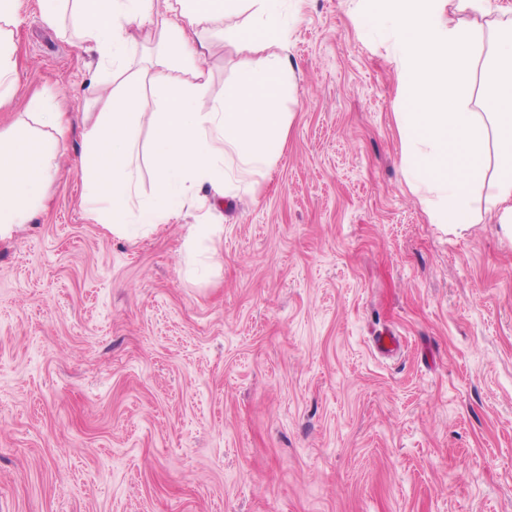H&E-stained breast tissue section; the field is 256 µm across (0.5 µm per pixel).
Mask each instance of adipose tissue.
I'll list each match as a JSON object with an SVG mask.
<instances>
[{"label": "adipose tissue", "instance_id": "obj_1", "mask_svg": "<svg viewBox=\"0 0 512 512\" xmlns=\"http://www.w3.org/2000/svg\"><path fill=\"white\" fill-rule=\"evenodd\" d=\"M24 0H0V103L19 86L13 32ZM238 0H73L86 42L118 81L82 119L86 212L113 236L150 233L192 209L196 241L220 235L225 197L255 192L281 154L291 123L283 0H251L260 26L228 34L250 59L235 88L207 101L202 33L224 31ZM397 33L404 106L395 121L405 182L431 223L460 236L491 220L512 239V11L491 0H362ZM498 32L485 54L486 32ZM154 47L152 83L166 109L154 123L155 190L138 191L141 101L122 77L140 45ZM55 142L24 127L0 132V239L29 223L54 176Z\"/></svg>", "mask_w": 512, "mask_h": 512}]
</instances>
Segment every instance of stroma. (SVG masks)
<instances>
[{
    "mask_svg": "<svg viewBox=\"0 0 512 512\" xmlns=\"http://www.w3.org/2000/svg\"><path fill=\"white\" fill-rule=\"evenodd\" d=\"M71 0H27L0 129L92 111ZM281 156L228 197L123 239L81 205L80 129L46 209L0 241V512H512V242L430 223L401 171L392 34L359 0H284ZM209 98L245 56L205 35ZM138 78L150 146L159 90ZM405 339L380 357L384 328ZM27 114L43 127H50L58 136H63L70 122L64 112H46L44 100L38 96L29 99Z\"/></svg>",
    "mask_w": 512,
    "mask_h": 512,
    "instance_id": "stroma-1",
    "label": "stroma"
}]
</instances>
